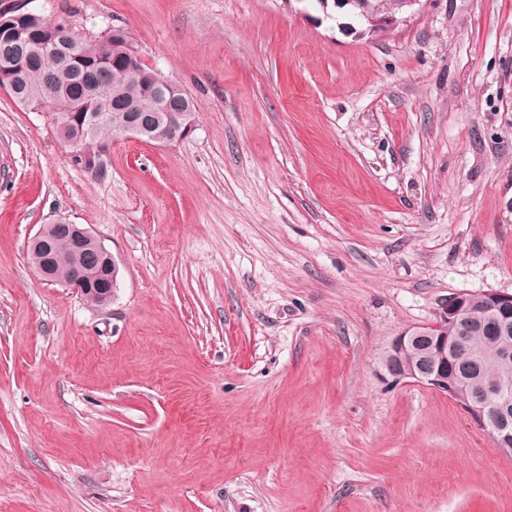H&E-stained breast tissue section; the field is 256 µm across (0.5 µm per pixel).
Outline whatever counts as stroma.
<instances>
[{"label": "stroma", "instance_id": "stroma-1", "mask_svg": "<svg viewBox=\"0 0 512 512\" xmlns=\"http://www.w3.org/2000/svg\"><path fill=\"white\" fill-rule=\"evenodd\" d=\"M125 28L195 109L87 174L0 91V512H512V457L378 356L512 293V0L380 36L311 0H22ZM114 256L38 279L55 216ZM56 224H60L57 231L68 236L77 251L87 253L86 265L76 268L71 281L74 267L83 264L82 256L72 250L68 237L56 233L54 229ZM44 229L52 236L55 249L63 259L54 271V280L64 284L70 281L71 288L80 293L87 292L82 297L91 306L100 307V300L95 294H91L92 292L98 294L106 304L110 303L114 290L117 288L118 275L117 264L112 254L100 242H97L86 228L81 224H71L66 217L50 220L44 224ZM44 229L42 224L27 245V248H32L40 253L39 266L38 259L31 250L28 252V257L35 272H39L43 280L52 282L53 270L59 259L49 238L45 235ZM91 270H97L103 274L99 288H86L87 275Z\"/></svg>", "mask_w": 512, "mask_h": 512}]
</instances>
